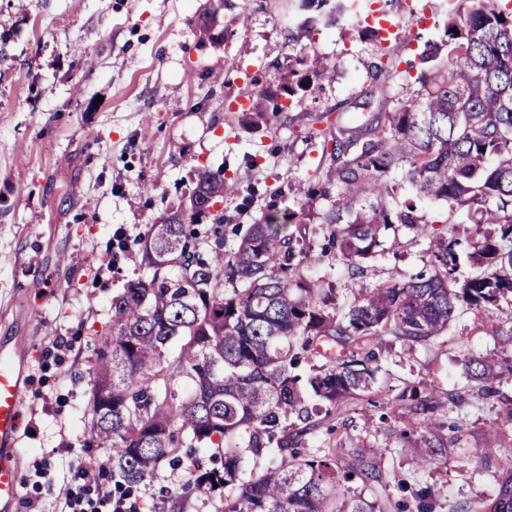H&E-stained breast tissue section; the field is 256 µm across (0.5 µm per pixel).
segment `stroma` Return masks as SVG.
I'll use <instances>...</instances> for the list:
<instances>
[{
  "label": "stroma",
  "instance_id": "35a3bbf8",
  "mask_svg": "<svg viewBox=\"0 0 512 512\" xmlns=\"http://www.w3.org/2000/svg\"><path fill=\"white\" fill-rule=\"evenodd\" d=\"M368 7L358 0L356 15L312 28L314 55L335 65L334 80L256 128L229 104L287 83L299 51L295 0H0V347L20 349L26 364L18 512H62L66 491L80 485L77 466L109 460V449L87 447L85 424L112 297L143 276L132 242L185 204L197 168L223 169L225 223H256L269 208L291 206L290 184L313 181L321 151L304 140L311 114L351 124L367 98L401 93V76L384 91L369 76L377 42ZM424 10L444 17L448 0L388 7L401 25L389 44L397 59H411L402 44L410 35L441 39L442 26H414L413 13ZM238 14L246 25L228 26ZM422 256L417 244L400 259L376 257L368 279H406ZM477 320L464 313L451 335L383 355L382 386L397 394L418 382L464 385V356L501 349L473 332ZM363 406H351L354 444L337 448L323 430L316 445L344 457L386 447L378 466L390 497H399L398 482H425L427 472L378 419L363 418ZM495 418L494 408L468 409L441 499L491 495L512 468V452L486 469L471 460L474 449L503 442ZM186 482L184 472L161 468L140 493V512L168 493L179 498L174 512H221L218 497Z\"/></svg>",
  "mask_w": 512,
  "mask_h": 512
}]
</instances>
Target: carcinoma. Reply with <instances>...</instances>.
Listing matches in <instances>:
<instances>
[{
    "label": "carcinoma",
    "instance_id": "carcinoma-1",
    "mask_svg": "<svg viewBox=\"0 0 512 512\" xmlns=\"http://www.w3.org/2000/svg\"><path fill=\"white\" fill-rule=\"evenodd\" d=\"M348 0H300L299 10ZM512 0H449L444 38L408 61L417 86L382 98L356 126L316 125L322 158L317 181L298 185L293 206L268 210L226 239L224 171L197 170L187 204L158 217L133 242L148 276L112 296V324L92 378L87 426L97 448L112 451V498L138 509L141 487L168 463L187 486L224 495L223 512H389L390 499L351 493L355 478L378 482L363 454L304 451L306 437L330 423L336 447L354 429L349 405L365 400L382 423L407 416L401 447L442 474L453 453L443 417L478 399L500 405L498 428L512 434V355L465 359L467 384L447 392L407 386L383 399V342L409 348L448 334L461 313H487L493 335L512 343ZM311 76L288 68L283 93L313 92L335 67L317 58ZM260 91L248 112L258 125L279 112ZM325 201L317 225L307 222ZM447 206L448 219L425 231L421 203ZM402 227L413 237L387 238ZM426 241L425 266L406 281L365 283L378 255H405ZM473 268L461 274V260ZM346 268L354 284L338 306L332 281L305 275L311 263ZM216 448L202 471L192 449ZM274 464L243 478L245 460ZM396 512H512V469L488 498L443 503L434 486L411 490Z\"/></svg>",
    "mask_w": 512,
    "mask_h": 512
}]
</instances>
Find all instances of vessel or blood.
<instances>
[{
    "mask_svg": "<svg viewBox=\"0 0 512 512\" xmlns=\"http://www.w3.org/2000/svg\"><path fill=\"white\" fill-rule=\"evenodd\" d=\"M24 366L16 353L0 350V512H16L20 474L14 453L22 416Z\"/></svg>",
    "mask_w": 512,
    "mask_h": 512,
    "instance_id": "obj_1",
    "label": "vessel or blood"
}]
</instances>
